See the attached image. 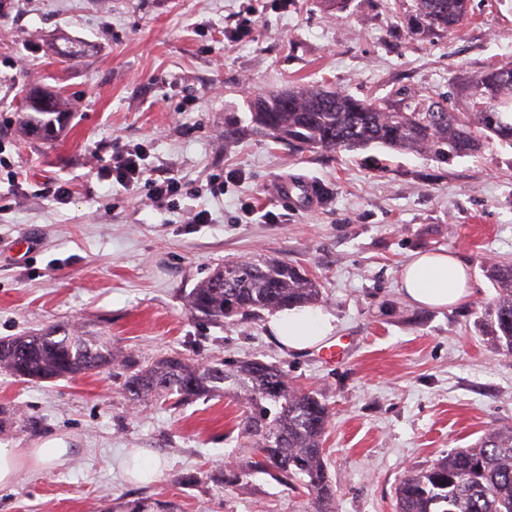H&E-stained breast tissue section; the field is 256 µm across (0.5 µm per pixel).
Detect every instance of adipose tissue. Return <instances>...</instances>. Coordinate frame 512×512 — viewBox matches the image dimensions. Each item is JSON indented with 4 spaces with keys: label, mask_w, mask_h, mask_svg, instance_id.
Masks as SVG:
<instances>
[{
    "label": "adipose tissue",
    "mask_w": 512,
    "mask_h": 512,
    "mask_svg": "<svg viewBox=\"0 0 512 512\" xmlns=\"http://www.w3.org/2000/svg\"><path fill=\"white\" fill-rule=\"evenodd\" d=\"M400 291L411 304L433 309L455 306L470 295L468 265L455 253L441 250L414 253L400 272ZM267 328L280 348L305 351L327 338L336 328L332 315L309 307L280 309L269 315ZM70 450L62 439L54 438L36 448H0V487L12 485L22 462L32 468L62 460Z\"/></svg>",
    "instance_id": "adipose-tissue-1"
}]
</instances>
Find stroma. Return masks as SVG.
<instances>
[{
  "label": "stroma",
  "mask_w": 512,
  "mask_h": 512,
  "mask_svg": "<svg viewBox=\"0 0 512 512\" xmlns=\"http://www.w3.org/2000/svg\"><path fill=\"white\" fill-rule=\"evenodd\" d=\"M256 22L240 34L239 22ZM80 51L69 57L70 48ZM512 67V0H470L459 32L407 34L385 0H0V338L79 328L139 357L261 360L331 412L324 437L336 512H395L394 490L487 429L512 427V355L482 332L498 294L484 266L512 261V147L484 144L440 161L377 145L300 153L261 136L224 139L248 98L318 84L402 107L429 92L457 103L490 68ZM39 85L72 105L54 141L21 135L19 101ZM139 149L152 178L176 177L174 205L109 169ZM311 180V210L277 181ZM68 187L70 196L57 195ZM204 210L205 224L187 223ZM444 248L471 270L450 310L410 305L398 289L414 252ZM275 258L318 277L345 357L295 353L266 336V316L206 325L186 295L244 258ZM120 366L49 382L0 370V444L65 438L72 453L0 488V512H107L171 501L177 512H311L304 494L264 474L235 486L186 484L249 453L228 395L177 408L131 402ZM131 448L164 457L153 482H128Z\"/></svg>",
  "instance_id": "35a3bbf8"
}]
</instances>
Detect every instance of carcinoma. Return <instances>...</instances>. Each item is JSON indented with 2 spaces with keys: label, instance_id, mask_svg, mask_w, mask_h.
Wrapping results in <instances>:
<instances>
[{
  "label": "carcinoma",
  "instance_id": "carcinoma-1",
  "mask_svg": "<svg viewBox=\"0 0 512 512\" xmlns=\"http://www.w3.org/2000/svg\"><path fill=\"white\" fill-rule=\"evenodd\" d=\"M469 0H415L411 33L449 35L468 13ZM250 125L224 128V138L261 133L299 152H338L372 144L409 150L438 159L471 155L482 140L496 137L512 145V68L479 76L459 105L448 106L422 94L415 105L393 109L378 100L358 99L318 86L289 87L249 100ZM70 112L62 95L49 106L24 105V134L50 140ZM486 273L499 289L490 309L494 349L512 355V262L492 263ZM318 282L295 266L270 259L224 264L193 289L190 314L207 324L237 322L262 310L303 307L318 301ZM112 347L56 331L0 339V369L27 379L55 380L100 371L112 365ZM130 400L145 396L175 402L220 389L243 402L237 423L250 444L247 469L220 468L205 480L236 485L246 472L268 474L302 490L315 512H335L336 493L324 458L322 439L330 421L317 394L292 386L279 368L246 361L226 368L185 357L147 361L124 379ZM112 512H174V505L125 502ZM396 512H512V429L484 433L471 448H454L430 467L409 471L396 487Z\"/></svg>",
  "mask_w": 512,
  "mask_h": 512
}]
</instances>
